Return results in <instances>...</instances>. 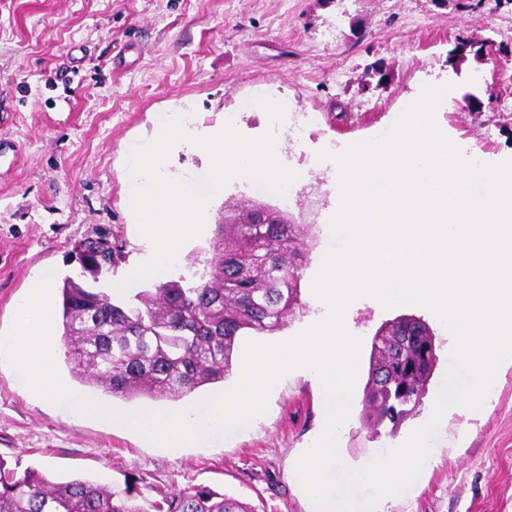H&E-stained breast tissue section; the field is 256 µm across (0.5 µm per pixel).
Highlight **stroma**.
I'll return each mask as SVG.
<instances>
[{
  "mask_svg": "<svg viewBox=\"0 0 512 512\" xmlns=\"http://www.w3.org/2000/svg\"><path fill=\"white\" fill-rule=\"evenodd\" d=\"M461 40L482 45L483 59H458ZM434 83L452 87L437 125L475 163L512 160V0L472 8L455 0H0V335L43 271L79 275L78 242L102 234L122 245L126 259L110 277L130 279L143 248L127 210L128 159L136 144L152 141L166 105L189 100L197 125L221 124L230 112L245 134L274 133L281 165L297 178L287 198L252 183L228 188L210 203L175 270L203 255L225 214L280 210L317 244L301 282L303 314L259 341L293 338L321 312L313 282L339 204L333 155L385 133ZM469 93L480 109L468 107ZM275 96L284 99L282 111H263ZM323 151L329 159H320ZM147 286L131 281L124 301ZM400 315L430 324L438 362L416 413L394 429L375 425L364 388L374 334ZM347 325L360 351L338 446L353 469L424 426L453 346L441 320L416 304L387 308L367 299ZM83 391L119 412H178L198 399L125 401L89 385ZM323 409L319 388L292 372L246 427L169 453L132 428L32 394L0 360V457L54 481L128 489L142 504L201 485L255 512H308L294 462ZM433 446L430 466L384 512H512V366L497 372L485 411H449Z\"/></svg>",
  "mask_w": 512,
  "mask_h": 512,
  "instance_id": "stroma-1",
  "label": "stroma"
}]
</instances>
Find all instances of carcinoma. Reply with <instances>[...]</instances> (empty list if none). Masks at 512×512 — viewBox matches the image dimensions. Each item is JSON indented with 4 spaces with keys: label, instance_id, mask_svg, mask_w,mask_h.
I'll use <instances>...</instances> for the list:
<instances>
[{
    "label": "carcinoma",
    "instance_id": "carcinoma-1",
    "mask_svg": "<svg viewBox=\"0 0 512 512\" xmlns=\"http://www.w3.org/2000/svg\"><path fill=\"white\" fill-rule=\"evenodd\" d=\"M219 224L209 256L196 258L175 279L159 281L115 302L106 293L67 277L59 287L60 324L73 377L113 397L177 401L224 381L245 330L272 334L304 310L300 284L309 244L295 224ZM92 278L123 255L97 239L84 241ZM402 318L380 331L394 332L387 351L372 358L378 392H366L377 424L397 425L427 391L437 353L434 333L413 318L411 335L399 336ZM0 512H253L246 503L207 487L162 493L145 508L86 480L52 482L35 469L20 472L0 457Z\"/></svg>",
    "mask_w": 512,
    "mask_h": 512
}]
</instances>
